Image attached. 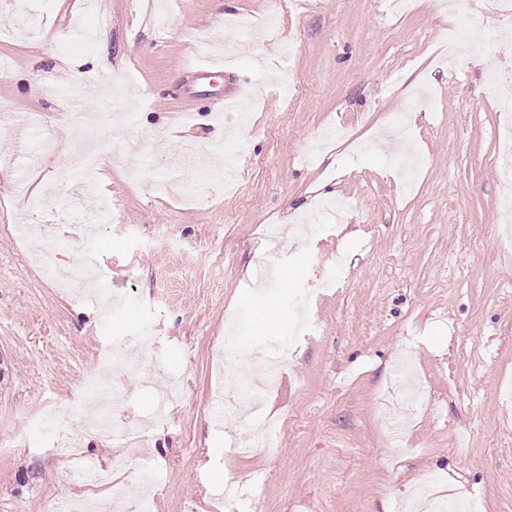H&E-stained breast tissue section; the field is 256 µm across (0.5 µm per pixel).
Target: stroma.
I'll list each match as a JSON object with an SVG mask.
<instances>
[{
    "mask_svg": "<svg viewBox=\"0 0 512 512\" xmlns=\"http://www.w3.org/2000/svg\"><path fill=\"white\" fill-rule=\"evenodd\" d=\"M241 14H274L254 43L228 26L224 0H171L173 22L154 23L151 0H0V512H45L82 491L73 464L55 454L59 435L124 484L143 472L124 455L145 433L143 461L166 469L152 512H210L234 482L237 512H393L397 497L435 482L444 495L476 494L481 512H512V243L497 206L505 182L496 100L512 98V53L471 57L455 70L423 65L428 45L471 14L491 41L512 44V18L495 0H414L392 15L388 0H236ZM295 46L283 60L284 45ZM238 48L234 82L193 72ZM84 71L78 97L64 95L70 64ZM501 76L488 93L490 70ZM294 93L283 94L280 76ZM139 99L116 100L113 80ZM260 91L249 113L224 107L228 85ZM110 113L111 131L91 161L114 216L96 235V263L119 299L111 326L88 303L19 263L22 251H56L80 263L62 202L29 200L81 175L66 153L67 112ZM192 122L172 139L153 126L176 113ZM342 125L349 147L309 152L315 134ZM245 142L233 183L224 180L225 127ZM352 199L346 222L323 218L306 240L271 238L319 201ZM274 259L265 281L259 265ZM305 319L263 412L280 430L268 448L239 455L230 438L261 426L210 420L214 392L236 378L215 357L268 356L284 327ZM157 339L162 372L152 386L120 370L100 372L123 402L106 430L99 410L47 416L97 363L101 346L140 329ZM409 346L422 391L396 446L376 406ZM181 393L154 422L157 393ZM265 480L261 500L251 494Z\"/></svg>",
    "mask_w": 512,
    "mask_h": 512,
    "instance_id": "35a3bbf8",
    "label": "stroma"
}]
</instances>
